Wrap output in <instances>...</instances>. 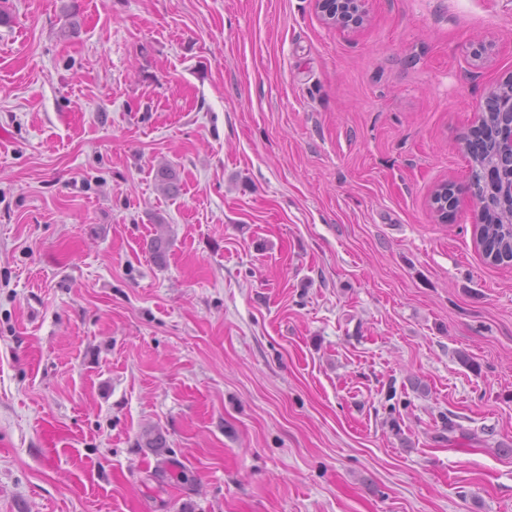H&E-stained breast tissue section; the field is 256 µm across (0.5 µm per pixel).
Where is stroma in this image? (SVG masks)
<instances>
[{
    "mask_svg": "<svg viewBox=\"0 0 512 512\" xmlns=\"http://www.w3.org/2000/svg\"><path fill=\"white\" fill-rule=\"evenodd\" d=\"M6 2L0 512H512V262L430 206L512 0ZM325 23L336 29L356 27L368 14L369 0H314Z\"/></svg>",
    "mask_w": 512,
    "mask_h": 512,
    "instance_id": "stroma-1",
    "label": "stroma"
}]
</instances>
